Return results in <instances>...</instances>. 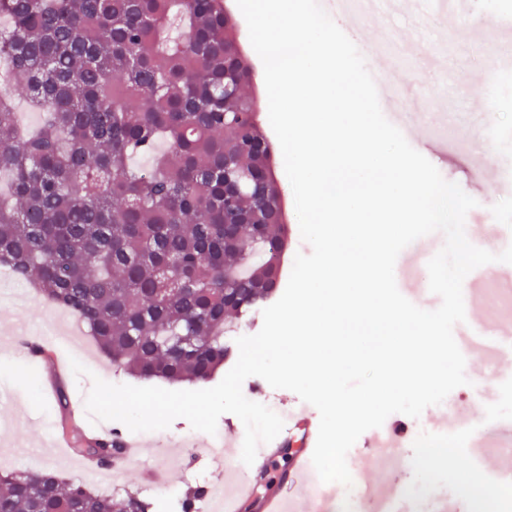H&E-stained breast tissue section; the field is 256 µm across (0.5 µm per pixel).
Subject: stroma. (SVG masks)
Segmentation results:
<instances>
[{
  "label": "stroma",
  "mask_w": 512,
  "mask_h": 512,
  "mask_svg": "<svg viewBox=\"0 0 512 512\" xmlns=\"http://www.w3.org/2000/svg\"><path fill=\"white\" fill-rule=\"evenodd\" d=\"M512 14V0H499L488 7L486 0H471L468 12L443 16L427 13L414 17L401 14L386 18L374 15L360 17L349 37L366 64L376 61L375 50L383 34L407 31L416 26L436 44H447L448 55L441 65L417 66L410 78L407 95L409 121L418 148L426 153L442 177L460 185L477 205L465 220L469 241L492 253H501L512 245V91L499 95V109L489 115L492 128L484 130L481 117L493 90L487 80L490 60L466 49L461 40L480 29H491L495 13ZM275 174L282 189V204L288 222V250L283 258L284 272H291L296 254L310 253L311 247L299 232L294 195L283 166ZM70 313L45 301L34 289L15 281L0 270V397H17L18 408H0V472L52 470L73 479L77 472L71 461L57 456L47 446L46 433L60 422L61 412L56 397L45 391L49 377L45 365L26 360L18 351V337L34 341L48 340L50 351L67 357L72 346L56 335L65 326ZM474 325L488 326L500 340L496 358L489 363L469 362L465 365L467 385L454 389L446 403L426 408L419 418L395 413L390 422L403 423L409 433L420 429L435 430L439 416L455 404L472 410L471 423L476 435L490 438L493 429L512 425V310L501 309L484 300L471 311ZM90 375L75 376L66 372L57 378L58 390L67 400L84 401L93 378L113 384L138 385L139 380L112 364L100 351H93ZM244 395L262 403L280 416L302 407V400L292 391L272 388L258 376L248 377ZM212 435L194 430L179 418L168 429L137 433V440L149 449L126 469L116 472L113 480L100 485V492L122 499L129 494L155 502L160 512H181V502L188 487L203 484L220 470L237 465L233 456L218 459L195 456V449L205 447ZM412 445L401 448L392 466L383 460L366 459L357 449H350L346 461L355 473L382 474L391 469L414 486L448 484L452 475L473 464L466 447H457L455 461L445 469L427 472L412 468ZM166 470V490L154 489L148 472ZM262 472L272 477L274 492L292 499L302 498V478L292 464L280 455L263 456Z\"/></svg>",
  "instance_id": "stroma-1"
}]
</instances>
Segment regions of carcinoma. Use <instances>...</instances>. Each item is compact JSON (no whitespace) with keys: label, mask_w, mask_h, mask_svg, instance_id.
I'll return each instance as SVG.
<instances>
[{"label":"carcinoma","mask_w":512,"mask_h":512,"mask_svg":"<svg viewBox=\"0 0 512 512\" xmlns=\"http://www.w3.org/2000/svg\"><path fill=\"white\" fill-rule=\"evenodd\" d=\"M2 15L0 69L42 122L21 129L0 93V267L70 311L128 373L208 381L228 353V316L276 294L288 248L257 102L249 112L224 92L236 42L224 0H0ZM231 63L234 82H253L247 57ZM71 432L100 467L123 438ZM0 512L149 504L19 471L0 475Z\"/></svg>","instance_id":"1"}]
</instances>
